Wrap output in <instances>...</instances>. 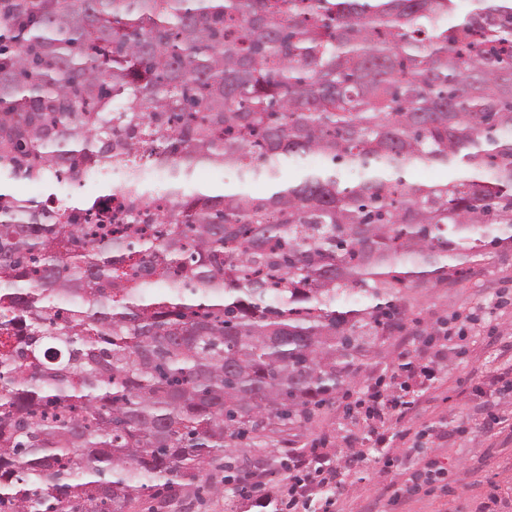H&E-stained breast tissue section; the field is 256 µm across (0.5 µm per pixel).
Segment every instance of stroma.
<instances>
[{
    "mask_svg": "<svg viewBox=\"0 0 512 512\" xmlns=\"http://www.w3.org/2000/svg\"><path fill=\"white\" fill-rule=\"evenodd\" d=\"M507 286L512 287V251L488 257L480 273L462 285L420 292L417 307L431 323L479 306L492 309L493 315L465 324L463 336L449 342L448 357L435 379L411 392L414 405L405 418L384 420L388 436L397 439L403 469H383L384 449H371V462L339 500V512H475L489 493L512 499V424L490 432L482 427L493 415L512 421V305L495 306ZM407 351L427 359L434 348L426 337L416 338L407 331L387 338L365 358L363 372L349 386V397L378 382L398 389L401 355ZM349 397H338L319 422L274 435L278 458L300 452L325 436L332 441V453L344 458L349 434L365 427L360 416L349 412ZM431 459L444 468V484L422 486L409 499L393 500V490ZM256 500L253 494L204 491L181 495L163 512H272Z\"/></svg>",
    "mask_w": 512,
    "mask_h": 512,
    "instance_id": "1",
    "label": "stroma"
}]
</instances>
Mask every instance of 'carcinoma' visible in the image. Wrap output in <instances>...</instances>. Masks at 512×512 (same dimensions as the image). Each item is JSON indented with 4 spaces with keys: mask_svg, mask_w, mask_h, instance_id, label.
I'll use <instances>...</instances> for the list:
<instances>
[{
    "mask_svg": "<svg viewBox=\"0 0 512 512\" xmlns=\"http://www.w3.org/2000/svg\"><path fill=\"white\" fill-rule=\"evenodd\" d=\"M310 154L329 167L281 181ZM425 163L454 175L404 178ZM114 164L116 224L0 192V512H159L273 472L267 439L419 289L512 248V0H0V179ZM201 167L276 188L186 191Z\"/></svg>",
    "mask_w": 512,
    "mask_h": 512,
    "instance_id": "carcinoma-1",
    "label": "carcinoma"
}]
</instances>
